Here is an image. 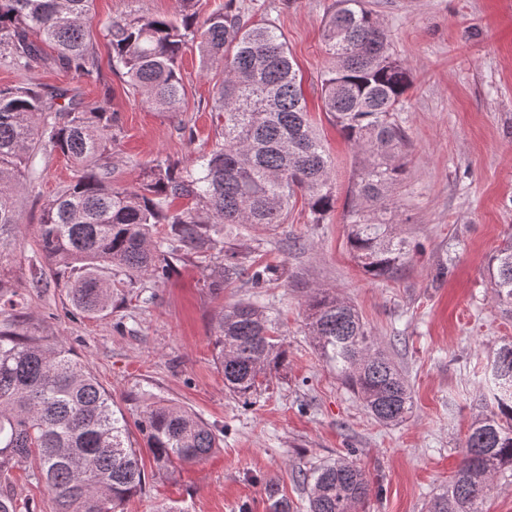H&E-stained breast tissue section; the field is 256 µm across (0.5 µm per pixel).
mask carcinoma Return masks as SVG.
Returning <instances> with one entry per match:
<instances>
[{
    "instance_id": "carcinoma-1",
    "label": "carcinoma",
    "mask_w": 512,
    "mask_h": 512,
    "mask_svg": "<svg viewBox=\"0 0 512 512\" xmlns=\"http://www.w3.org/2000/svg\"><path fill=\"white\" fill-rule=\"evenodd\" d=\"M92 2L0 0V56L23 70L50 66L91 76ZM197 2L177 0L170 17L131 7L105 26L115 68L145 103L165 112L181 111L180 60L188 45L204 69L221 74L214 101L219 140L190 165L161 161L137 186L117 187L112 143L122 127L106 102L86 104L67 87L0 86V260L12 250L20 224L15 198L36 173L34 149L43 143L74 174L43 204L36 243L54 275L73 278V305L88 317L112 308L105 268L125 275L133 288L144 277H168L173 262L188 255L218 251L224 264L208 287L220 291L247 270L235 247L239 227L281 226L298 195L314 224L336 208L333 161L308 118L283 33L270 19L251 22L228 10L200 23ZM325 40L335 66L321 80L323 110L357 152L370 155L350 189L348 244L367 274L388 278L409 251L365 206L383 209L388 190L402 180L406 136L394 112L412 84L410 72L363 0H337ZM180 198L195 207L171 210ZM158 224L169 226L165 235L155 234ZM285 275L277 265L256 266L247 282L261 288ZM490 280L499 304L511 308L512 238L493 256ZM0 303L16 312L25 298L6 291L0 279ZM309 307V335L364 410L381 424L403 421L411 409L409 384L356 309L326 290L316 291ZM214 346L224 387L245 404L286 359L278 323L256 300L219 313ZM488 381L486 410L428 512H483L498 480L512 476L511 342L495 353ZM138 427L161 469L200 461L220 446L209 423L168 402L150 406ZM138 455L126 418L112 409L85 362L36 331L11 322L0 328L1 474L28 466L53 494L55 512H122L145 483ZM300 482L308 512H356L372 493L370 480L346 457L319 464Z\"/></svg>"
}]
</instances>
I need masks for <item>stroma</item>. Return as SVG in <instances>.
I'll use <instances>...</instances> for the list:
<instances>
[{
  "mask_svg": "<svg viewBox=\"0 0 512 512\" xmlns=\"http://www.w3.org/2000/svg\"><path fill=\"white\" fill-rule=\"evenodd\" d=\"M230 1L251 20H274L285 34L310 116L336 162L335 210L316 224L299 200L280 227L243 230L237 245L248 264L288 268V278L259 291L239 281L212 290L208 276L218 256L190 255L169 277L138 288L113 277L111 310L80 316L67 280L29 285L32 269L45 265L36 244L40 207L73 175L63 156L38 146V176L17 196L21 233L0 262V276L26 298L16 321L63 341L124 414L145 473L124 512H271L273 488L303 512L297 470L344 455L373 487L357 512H426L459 467L490 360L512 341V315L496 304L489 276L491 258L512 233V0H365L412 77L398 112L410 141L406 172L382 214L406 241L409 258L386 279L365 274L347 243L348 190L366 157L321 109L320 79L331 65L325 18L336 0H199V19ZM125 8L124 0L93 2L96 76L75 79L43 67L20 73L0 57V86L63 85L87 103L108 101L123 128L113 147L117 183L130 187L156 161L186 165L212 149L217 75L204 73L197 50L187 48L181 112L149 107L113 70L103 36V24ZM183 124L193 138L181 135ZM314 288L350 302L405 373L412 409L403 422H376L315 349L307 330ZM255 295L277 316L287 357L247 406L224 388L213 324L221 308ZM159 400L218 429L220 448L199 462L157 467L137 423ZM9 486L18 512H55L51 492L24 466L11 469Z\"/></svg>",
  "mask_w": 512,
  "mask_h": 512,
  "instance_id": "35a3bbf8",
  "label": "stroma"
}]
</instances>
